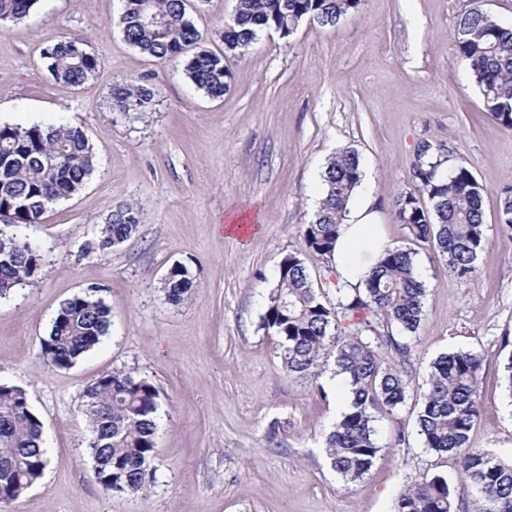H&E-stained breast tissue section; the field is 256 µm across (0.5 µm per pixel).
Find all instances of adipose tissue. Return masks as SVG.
Segmentation results:
<instances>
[{
	"mask_svg": "<svg viewBox=\"0 0 512 512\" xmlns=\"http://www.w3.org/2000/svg\"><path fill=\"white\" fill-rule=\"evenodd\" d=\"M386 247L373 198L349 207L331 255L340 282L358 286Z\"/></svg>",
	"mask_w": 512,
	"mask_h": 512,
	"instance_id": "ef3b65f1",
	"label": "adipose tissue"
}]
</instances>
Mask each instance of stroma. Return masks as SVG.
Instances as JSON below:
<instances>
[{
  "label": "stroma",
  "instance_id": "35a3bbf8",
  "mask_svg": "<svg viewBox=\"0 0 512 512\" xmlns=\"http://www.w3.org/2000/svg\"><path fill=\"white\" fill-rule=\"evenodd\" d=\"M466 0H362L333 27L306 21L290 38L262 32L242 53L222 34L236 0L187 12L198 46L162 61L129 46L118 27L123 0H40L20 21L0 23V124L78 127L93 147L84 188L53 205L42 223L17 227L40 246L42 276L0 298V384L23 388L43 424L48 466L6 512H392L424 476L444 477L475 512L478 494L454 459L416 431L420 395L443 353L483 358L479 420L470 444L512 458V398L503 366L512 357V242L502 239L497 198L512 187V129L484 111L449 39ZM79 34L99 60L82 85L55 83L41 47ZM224 57V97L193 84L197 50ZM147 80L154 99L136 119L112 109V89ZM451 143L457 161L488 187L487 248L478 275L449 277L445 258L417 245L425 315L412 346L403 406L377 424L383 446L370 472L345 483L326 457L325 434L344 389L288 377L261 316L282 258L301 246L320 199L319 175L337 150L359 152L363 192L395 246H408L392 196L412 183L419 142ZM141 212L137 231L107 251L94 240L116 203ZM246 230L227 232L234 219ZM187 264L194 277L180 304L161 282ZM97 289L112 307L103 342L75 365L42 363L40 341L66 299ZM116 370L149 377L160 391L156 481L120 495L93 477L83 394Z\"/></svg>",
  "mask_w": 512,
  "mask_h": 512
}]
</instances>
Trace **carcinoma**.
I'll return each instance as SVG.
<instances>
[{
	"instance_id": "carcinoma-1",
	"label": "carcinoma",
	"mask_w": 512,
	"mask_h": 512,
	"mask_svg": "<svg viewBox=\"0 0 512 512\" xmlns=\"http://www.w3.org/2000/svg\"><path fill=\"white\" fill-rule=\"evenodd\" d=\"M40 0H0V22L25 18ZM188 0H124L120 17L124 41L160 60L180 57L201 40L188 17ZM362 0H237L234 17L224 27L230 53L247 50L264 30L289 38L310 20L334 27L360 8ZM455 57L466 66L481 95L484 111L512 128V27L502 25L485 0H467L450 33ZM42 63L54 81L77 86L95 75L97 57L83 37L69 34L46 44ZM198 89L222 97L230 71L224 56L201 51L187 65ZM153 100L146 83L131 80L112 89V110L144 113ZM94 171L86 133L59 125H0V224H38L46 211L78 193ZM413 184L394 195L393 215L408 237L431 246L446 258L448 276L473 279L476 261L487 244V185L456 162L451 144L423 142L412 163ZM322 197L314 219L302 232V247L286 254L270 289L261 327L277 338L283 371L290 377L318 381L333 362L352 399L326 437L331 468L353 483L365 477L382 451L379 418L405 403L410 389L411 341L424 316L425 282L413 252L400 246L381 255L363 280L339 300L338 307L316 291L303 253H332L347 206L363 180L358 151L342 149L321 175ZM427 196L425 208L417 193ZM499 226L512 240V188L501 191ZM140 224V211L116 204L95 247L108 250L127 240ZM40 248L28 239L0 230V297L42 274ZM193 287L190 268L173 264L161 288L174 303ZM112 306L90 290L64 301L47 336L42 361L72 367L95 348L111 325ZM393 352L386 359V351ZM483 384L482 357L458 350L431 365L421 395L416 429L424 444L455 457L462 475L479 496V512H512V462L470 446L479 418ZM160 393L146 376L114 371L86 388L81 404L90 438L88 460L94 478L116 494H138L155 481L156 414ZM48 465L42 423L24 389L0 384V505L17 500L44 474ZM394 512H463L441 476L422 478L399 493Z\"/></svg>"
}]
</instances>
